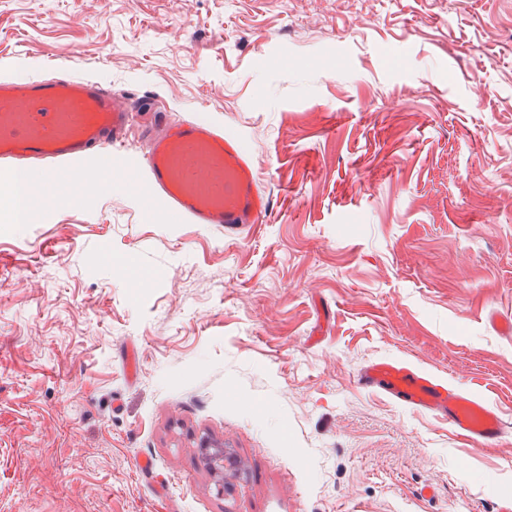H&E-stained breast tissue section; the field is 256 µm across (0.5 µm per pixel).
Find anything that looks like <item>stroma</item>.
I'll use <instances>...</instances> for the list:
<instances>
[{
	"instance_id": "35a3bbf8",
	"label": "stroma",
	"mask_w": 512,
	"mask_h": 512,
	"mask_svg": "<svg viewBox=\"0 0 512 512\" xmlns=\"http://www.w3.org/2000/svg\"><path fill=\"white\" fill-rule=\"evenodd\" d=\"M70 72L238 135L267 209L178 223L107 152L0 199V512L512 500V434L354 382L407 359L512 424V0H0V77ZM48 176L41 175L36 178L30 174L22 175L15 180H11L6 185V190L11 200L9 209V217L12 224H25L30 219L32 212L29 209L22 210L20 208V197L25 188L29 187L30 193L34 188L40 184L41 187H46Z\"/></svg>"
}]
</instances>
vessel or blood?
<instances>
[{
	"label": "vessel or blood",
	"mask_w": 512,
	"mask_h": 512,
	"mask_svg": "<svg viewBox=\"0 0 512 512\" xmlns=\"http://www.w3.org/2000/svg\"><path fill=\"white\" fill-rule=\"evenodd\" d=\"M141 112L138 98L89 77L1 78L0 164L14 172L32 164L59 166L79 177L89 155L119 153L134 140V165L149 201L179 222L217 224L228 237L256 224L260 182L237 135L201 120L146 123ZM356 383L447 421L476 446H494L506 433L493 405L410 361L370 362Z\"/></svg>",
	"instance_id": "1"
}]
</instances>
